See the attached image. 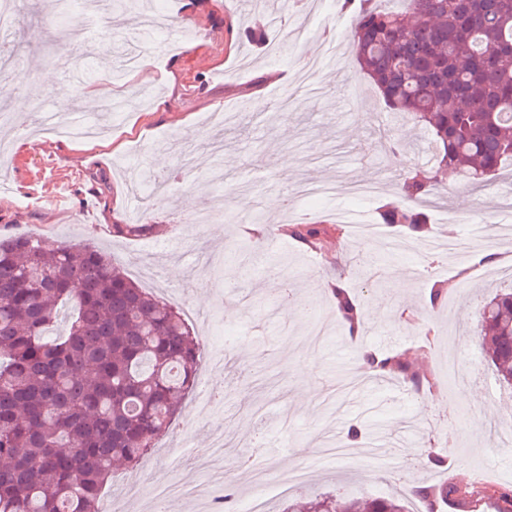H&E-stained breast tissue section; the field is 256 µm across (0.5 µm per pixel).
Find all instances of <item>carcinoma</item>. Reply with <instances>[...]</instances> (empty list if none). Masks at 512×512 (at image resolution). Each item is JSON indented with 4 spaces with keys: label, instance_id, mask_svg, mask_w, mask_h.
<instances>
[{
    "label": "carcinoma",
    "instance_id": "cac0c4a2",
    "mask_svg": "<svg viewBox=\"0 0 512 512\" xmlns=\"http://www.w3.org/2000/svg\"><path fill=\"white\" fill-rule=\"evenodd\" d=\"M346 0L356 62L393 112L424 127L438 165L472 183L512 164V0ZM431 180L401 178V204L383 223L427 230L417 205ZM319 247L323 224H287ZM67 334L49 337L60 308ZM358 300L340 290L336 317L355 332ZM478 336L497 380L512 388V290L479 309ZM200 344L181 312L139 287L93 243L50 246L27 234L0 239V512H99L117 464L135 465L198 385ZM370 376L419 393L435 382L404 357L368 353ZM429 512H512V484L414 490ZM282 512H407L397 499H290Z\"/></svg>",
    "mask_w": 512,
    "mask_h": 512
}]
</instances>
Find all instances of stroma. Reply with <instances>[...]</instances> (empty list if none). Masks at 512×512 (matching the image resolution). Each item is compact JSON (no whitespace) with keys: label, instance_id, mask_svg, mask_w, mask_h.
Returning a JSON list of instances; mask_svg holds the SVG:
<instances>
[{"label":"stroma","instance_id":"1","mask_svg":"<svg viewBox=\"0 0 512 512\" xmlns=\"http://www.w3.org/2000/svg\"><path fill=\"white\" fill-rule=\"evenodd\" d=\"M56 0H23L11 38L18 66L9 83L11 101L27 100L24 116L0 120V238L35 234L54 243L92 242L140 286L178 307L204 355L198 379L221 386L224 400L204 416L186 396L168 432L138 465L114 471L102 491L104 503L127 498L128 512H147L157 484L173 487L167 512H205L217 476L233 473L237 462L258 455L268 473L298 467L309 470L300 497L331 493L339 497L404 494L409 512H427L410 497L413 484H440L450 478L470 484L477 473L489 482L512 484V442L489 435L482 421L494 415L512 423V389L500 386L476 333L477 309L485 296L512 287L497 267L470 269L447 256L435 259L437 276L402 279L415 255L381 248L354 230L327 240L315 251L279 233L282 211H269L270 199H285L296 182L332 181L335 196L295 203L307 223L332 224L337 208L378 223L383 205L396 202V184L407 173L437 179L434 205H423L431 237L448 232L469 236L458 215H476L483 236L500 257L512 253L502 239L499 196L512 182L502 169L480 187L460 183L439 171L427 134L387 108L355 60L347 26L348 11L329 0L311 11L308 0H139L165 12L182 27L177 45L166 54L155 46L168 32L142 33L130 10L90 17L69 9L64 23L78 37L75 48L57 46L61 25ZM336 49L334 68H320V94L297 91L294 73L319 56L325 41ZM136 43L155 73L151 85L134 79L123 66L122 50ZM80 115L100 123L110 154L85 150L83 142L38 132L40 117L58 107L62 96ZM263 98L264 109L253 106ZM245 104L234 126L205 124L212 112ZM32 138L29 147L17 140ZM401 163H394V155ZM167 167H157V156ZM290 169H283V162ZM69 183L70 207L45 208L42 199L58 178ZM373 184L369 199L347 194L351 182ZM226 213L263 212L256 225L216 218L206 227L194 219L203 208ZM146 229L133 232L137 213ZM124 225L121 233L113 225ZM250 240L251 252L239 251ZM342 281L364 291L365 310L380 309L358 338L334 325L329 336L307 347L306 318L286 309L284 284L334 315L323 285ZM442 283L445 294L430 302L429 286ZM228 336L243 343L231 363L213 371L208 359ZM388 350L437 381L422 397L394 380L337 395L330 402H305L307 387L321 392L357 369L363 353ZM454 355L462 385L450 384L443 359ZM473 400L461 397L463 389ZM267 423L268 447L217 449L214 435L250 438ZM366 428V441L386 439L380 456L353 461H320L324 433L345 439L350 425ZM446 426L454 443L451 466H426L439 453L430 427Z\"/></svg>","mask_w":512,"mask_h":512}]
</instances>
